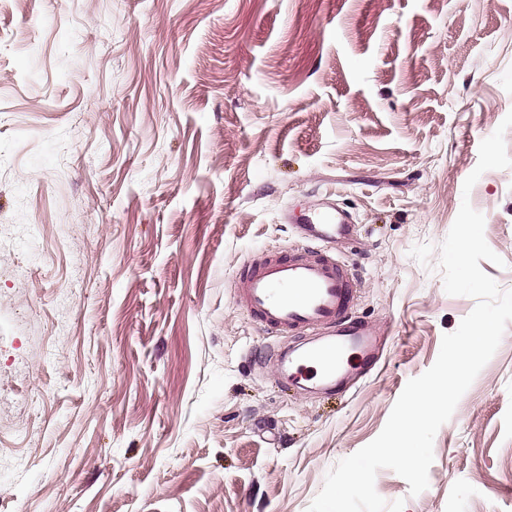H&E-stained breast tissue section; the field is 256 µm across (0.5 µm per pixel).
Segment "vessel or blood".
<instances>
[{
	"instance_id": "b4317fda",
	"label": "vessel or blood",
	"mask_w": 512,
	"mask_h": 512,
	"mask_svg": "<svg viewBox=\"0 0 512 512\" xmlns=\"http://www.w3.org/2000/svg\"><path fill=\"white\" fill-rule=\"evenodd\" d=\"M307 236L325 240L349 235V221L335 209L302 216ZM357 286L339 259L325 251L271 252L250 262L234 286V300L256 327L276 338L310 337L309 346L273 353L284 380L299 385L305 369H315L321 392L350 384L354 375L345 357L373 356L377 338L352 316Z\"/></svg>"
}]
</instances>
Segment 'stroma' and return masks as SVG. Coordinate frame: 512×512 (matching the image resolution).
<instances>
[{"instance_id": "35a3bbf8", "label": "stroma", "mask_w": 512, "mask_h": 512, "mask_svg": "<svg viewBox=\"0 0 512 512\" xmlns=\"http://www.w3.org/2000/svg\"><path fill=\"white\" fill-rule=\"evenodd\" d=\"M512 0H0V512H306L475 305L438 247L462 201L512 290ZM331 201L356 388L281 386L233 288ZM403 512H512V322Z\"/></svg>"}]
</instances>
